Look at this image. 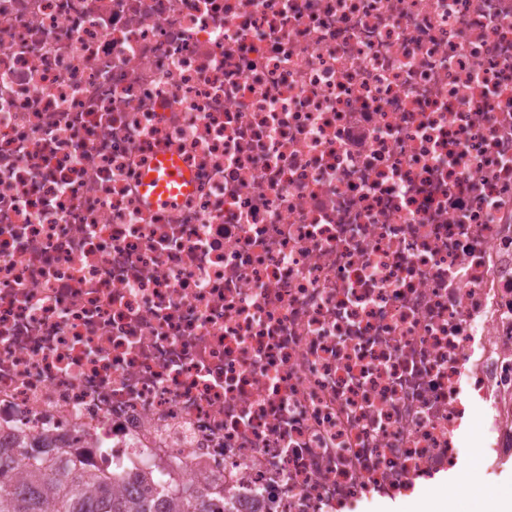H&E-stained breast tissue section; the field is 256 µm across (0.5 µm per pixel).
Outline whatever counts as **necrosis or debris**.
Returning a JSON list of instances; mask_svg holds the SVG:
<instances>
[{"label": "necrosis or debris", "mask_w": 512, "mask_h": 512, "mask_svg": "<svg viewBox=\"0 0 512 512\" xmlns=\"http://www.w3.org/2000/svg\"><path fill=\"white\" fill-rule=\"evenodd\" d=\"M30 438L220 512L425 510L464 449L512 461V0H0ZM141 185L151 206L171 207L192 190V172L177 155L163 154L148 164Z\"/></svg>", "instance_id": "4bbe7bcc"}]
</instances>
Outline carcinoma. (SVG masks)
Here are the masks:
<instances>
[{
	"mask_svg": "<svg viewBox=\"0 0 512 512\" xmlns=\"http://www.w3.org/2000/svg\"><path fill=\"white\" fill-rule=\"evenodd\" d=\"M17 460L0 456V512H207L223 491L186 483L169 490L147 485L148 476L134 473L119 479L110 473L89 475L79 455L43 442L24 464V477L11 472ZM120 481L137 487L136 495L114 492Z\"/></svg>",
	"mask_w": 512,
	"mask_h": 512,
	"instance_id": "carcinoma-1",
	"label": "carcinoma"
}]
</instances>
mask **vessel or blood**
Wrapping results in <instances>:
<instances>
[{
	"label": "vessel or blood",
	"mask_w": 512,
	"mask_h": 512,
	"mask_svg": "<svg viewBox=\"0 0 512 512\" xmlns=\"http://www.w3.org/2000/svg\"><path fill=\"white\" fill-rule=\"evenodd\" d=\"M142 189L151 206H174L191 191L192 172L177 155H161L144 170Z\"/></svg>",
	"instance_id": "1"
}]
</instances>
